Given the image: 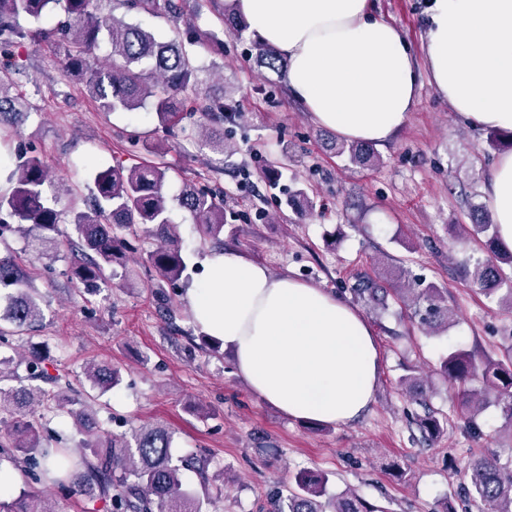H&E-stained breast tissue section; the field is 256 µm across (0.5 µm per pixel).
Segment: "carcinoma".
I'll return each mask as SVG.
<instances>
[{"mask_svg":"<svg viewBox=\"0 0 512 512\" xmlns=\"http://www.w3.org/2000/svg\"><path fill=\"white\" fill-rule=\"evenodd\" d=\"M112 0H0V66L9 70L23 68L16 49L29 40L45 41L63 49L61 65L68 78L85 84L102 112H131L151 104L162 127L168 129L180 121V113L189 108L202 114L203 123L183 130L200 147L224 155L228 145L224 134L210 136L209 126L221 128L226 121L240 116L237 101L222 93L199 94L206 83V70L196 63L194 48L216 41L211 31L189 27L187 40L175 36L163 39L137 23L116 17L106 8ZM129 10L153 13L158 6L174 19L185 11L186 0H121ZM60 11L57 23L47 29L41 24ZM26 19L25 27L20 19ZM222 21L239 31L247 29L234 3L224 4ZM107 37L111 52L103 61L95 58L102 37ZM256 59L269 70L282 69L280 56L265 45L255 46ZM26 96L12 91L0 79V127L17 113L30 112ZM348 154L350 163L368 167L380 163L371 145L351 143L338 147ZM170 167L163 162L125 168L116 163L94 173L95 192L85 210H70L76 239L71 241L69 274L84 288L97 289L108 284L105 271L112 273L115 286L125 288L132 279L127 255L141 249L138 227L151 224L162 242L146 252V263L160 281L175 282L186 270L177 225L168 216L169 204L164 192ZM15 181L9 193L0 195V213L17 225H0L4 232L24 236L41 254L57 258L60 254L59 223L62 211L57 205L62 193L47 197L45 187L54 179L45 162L37 155L23 158L16 165ZM178 205L197 224L207 240L224 236V193L207 184H187L177 198ZM476 235L483 236L484 255L463 265L466 280L487 297L498 300L512 311V251L498 246L496 225L488 209L473 205L468 212ZM24 270L9 258H0V286L14 287L7 296L6 312L0 318L13 326V332L25 333L43 319L40 300L25 289ZM358 298L388 309L389 295L413 309L421 329L436 335L448 327L452 312L442 289L386 288L366 279L353 288ZM44 358L38 352L19 365L0 359V383L27 379L50 380L59 377L44 372ZM85 378L101 391L119 384V372L107 364L89 362ZM440 375L448 383L460 386L459 408L468 415L473 433H480L477 417L494 401L501 407L506 427L512 429V336L498 352L485 355L477 363L463 349L450 350L441 358ZM399 385L419 401L424 414L418 417L422 437L429 439L444 432L448 419L433 408L423 384L414 376H404ZM73 396L41 386L26 389L0 386V466L7 462L21 469L37 484H50L62 492L82 496L90 503L101 502L105 512H204L203 501L184 487L182 470L193 469L205 475V462L192 454L174 457V432L164 425H142L128 433L100 435L85 428L90 405L82 393L66 384ZM67 414L77 429L84 430L81 446L92 449L74 458L65 448H51L41 442L39 427L50 415ZM460 474L463 499L482 504L486 512H512V452L502 455L489 450L470 458L456 469ZM329 478L324 473L300 470L293 485L278 491L271 512H390L362 499L352 491L330 496ZM0 512H59L56 502L39 490H23L13 499L0 498Z\"/></svg>","mask_w":512,"mask_h":512,"instance_id":"carcinoma-1","label":"carcinoma"}]
</instances>
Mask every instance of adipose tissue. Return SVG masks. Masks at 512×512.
<instances>
[{"label": "adipose tissue", "instance_id": "adipose-tissue-1", "mask_svg": "<svg viewBox=\"0 0 512 512\" xmlns=\"http://www.w3.org/2000/svg\"><path fill=\"white\" fill-rule=\"evenodd\" d=\"M250 32L288 62L290 95L321 127L384 145L405 125L420 84L402 32L369 0H236ZM429 82L472 129L512 131V0H431ZM485 199L512 250V152L489 163ZM187 288L194 324L223 342L237 375L292 420L346 425L373 403L381 375L374 333L333 293L212 251Z\"/></svg>", "mask_w": 512, "mask_h": 512}]
</instances>
